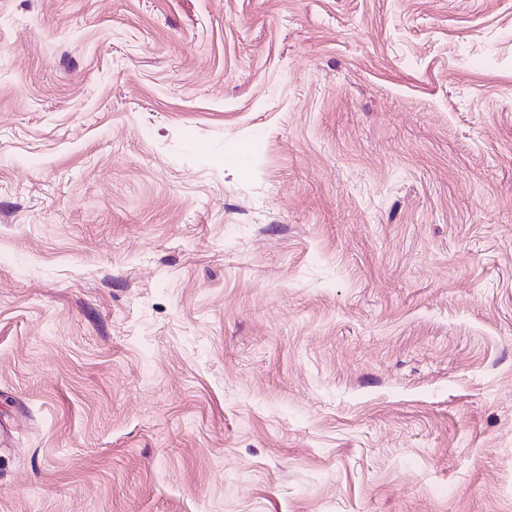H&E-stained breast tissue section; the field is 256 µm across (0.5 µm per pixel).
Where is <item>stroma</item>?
<instances>
[{"label": "stroma", "mask_w": 512, "mask_h": 512, "mask_svg": "<svg viewBox=\"0 0 512 512\" xmlns=\"http://www.w3.org/2000/svg\"><path fill=\"white\" fill-rule=\"evenodd\" d=\"M0 512H512V0H0Z\"/></svg>", "instance_id": "35a3bbf8"}]
</instances>
